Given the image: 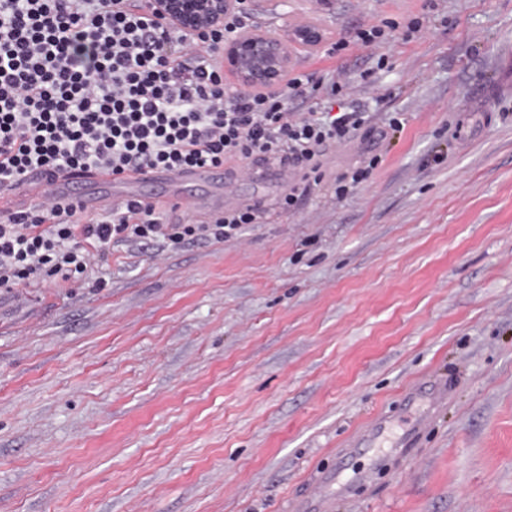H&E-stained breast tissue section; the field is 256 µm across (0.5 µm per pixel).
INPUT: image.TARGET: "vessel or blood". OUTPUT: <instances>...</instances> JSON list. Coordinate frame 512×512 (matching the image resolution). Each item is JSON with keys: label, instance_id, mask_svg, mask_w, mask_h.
Returning <instances> with one entry per match:
<instances>
[{"label": "vessel or blood", "instance_id": "obj_1", "mask_svg": "<svg viewBox=\"0 0 512 512\" xmlns=\"http://www.w3.org/2000/svg\"><path fill=\"white\" fill-rule=\"evenodd\" d=\"M257 180H271L285 184L296 180L298 171L281 165H261L254 167ZM240 173L237 167L226 168L224 175H217L211 168H195L182 172H170L160 168H146L122 176L105 172H80L62 175L43 174L31 178L29 185L21 191L0 192V210L12 208L36 197L48 194L58 200L79 199L84 213H97L102 209L122 202L142 198L144 186L159 187L160 201L177 205H190L193 210H201L209 200L233 205L238 201L234 184ZM200 190L199 196L187 198V186Z\"/></svg>", "mask_w": 512, "mask_h": 512}]
</instances>
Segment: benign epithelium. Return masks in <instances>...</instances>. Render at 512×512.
<instances>
[{"mask_svg": "<svg viewBox=\"0 0 512 512\" xmlns=\"http://www.w3.org/2000/svg\"><path fill=\"white\" fill-rule=\"evenodd\" d=\"M240 0H150L149 8L189 36L224 27ZM323 34L306 21L279 30L245 28L224 37L217 56L241 92L267 90L282 83L299 50L313 49Z\"/></svg>", "mask_w": 512, "mask_h": 512, "instance_id": "benign-epithelium-1", "label": "benign epithelium"}]
</instances>
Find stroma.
Returning a JSON list of instances; mask_svg holds the SVG:
<instances>
[{"instance_id": "1", "label": "stroma", "mask_w": 512, "mask_h": 512, "mask_svg": "<svg viewBox=\"0 0 512 512\" xmlns=\"http://www.w3.org/2000/svg\"><path fill=\"white\" fill-rule=\"evenodd\" d=\"M295 69L374 70L319 195L222 244H117L102 286L0 288V512H512V0H245ZM427 14L379 70L359 24ZM380 418L389 443L360 439ZM380 159L373 156L367 166L356 167L352 172L341 173L336 176L334 182L331 184V191L336 197L337 201H342L350 194L351 189L355 188L362 182L367 181L373 170L378 166Z\"/></svg>"}]
</instances>
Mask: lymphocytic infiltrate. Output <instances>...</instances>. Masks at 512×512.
<instances>
[{
  "label": "lymphocytic infiltrate",
  "mask_w": 512,
  "mask_h": 512,
  "mask_svg": "<svg viewBox=\"0 0 512 512\" xmlns=\"http://www.w3.org/2000/svg\"><path fill=\"white\" fill-rule=\"evenodd\" d=\"M148 2L0 0V189L45 171L285 164L302 178L281 197L284 214L320 186L328 148L369 134L342 71H292L251 93L227 85L216 50L246 28V12L187 37ZM267 215L233 205L200 224H169L147 200L86 216L76 200L46 198L0 211V288H80L113 244L222 243Z\"/></svg>",
  "instance_id": "obj_1"
}]
</instances>
